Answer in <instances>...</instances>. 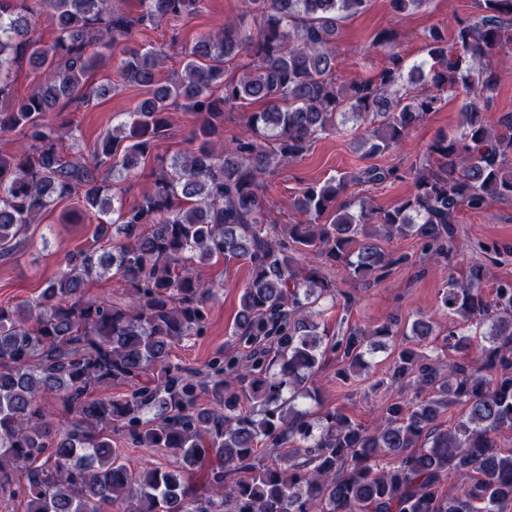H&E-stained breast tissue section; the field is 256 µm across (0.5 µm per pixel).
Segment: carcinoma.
<instances>
[{"label":"carcinoma","mask_w":512,"mask_h":512,"mask_svg":"<svg viewBox=\"0 0 512 512\" xmlns=\"http://www.w3.org/2000/svg\"><path fill=\"white\" fill-rule=\"evenodd\" d=\"M370 0H243L244 13L198 36L183 72L156 76L160 55L137 42L147 26L198 15L207 0H0V133L22 142L0 154V257L26 242L29 226L57 203L78 198L94 216V243L71 254L34 302L0 304V492L19 494L26 512H508L512 509V279L483 290V271L448 274L441 304L458 324L429 355L434 333L420 316L390 319L332 336L321 300L341 294L315 254L368 286L408 260L382 242L411 237L422 250L455 258L456 215L512 201V112L485 120L500 77L493 51L512 45V0H479L480 15L456 20L453 38L434 26L423 34L427 59L409 64L389 50L374 79L336 77L339 22ZM50 19L49 43L34 35ZM126 83L146 90L128 129L107 133L87 152L65 154L69 123L48 116L87 104L89 76L115 55ZM237 75L225 78L226 64ZM27 64L40 82L17 98L9 82ZM430 89H425V86ZM467 90L458 131L427 147L413 172V192L375 210L339 203L355 186L400 178L368 165L303 185L295 200L302 224H270L265 177L302 158L320 135L348 134L367 156L401 142L438 110L436 90ZM254 103L239 137L224 142V112ZM193 117L187 154L155 156L151 187L133 205L123 194L170 136L172 112ZM357 207L354 213L351 207ZM243 259L250 279L232 335L248 344L273 336L274 357L243 365L216 352L210 380L171 361L172 347L206 327L208 304L224 284L201 278L194 264ZM126 286L124 301L87 295L105 275ZM402 336L387 377L373 384L414 391L377 410L367 428L343 408L316 417L297 409L317 397L315 368L328 352L338 379L362 377L365 355ZM489 343L478 359L472 340ZM126 387L99 397L102 387ZM249 404L257 414L246 413ZM69 416L53 420V408ZM466 408L446 427L445 410ZM141 448L173 457L168 468L135 471L112 431ZM269 445V458L258 444ZM289 444L292 449L279 452ZM457 476L467 478L449 487Z\"/></svg>","instance_id":"carcinoma-1"}]
</instances>
